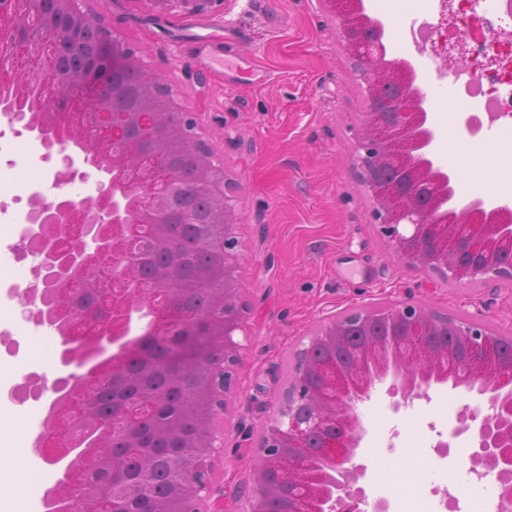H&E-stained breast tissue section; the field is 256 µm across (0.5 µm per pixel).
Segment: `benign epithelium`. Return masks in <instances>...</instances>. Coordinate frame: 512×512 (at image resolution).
Returning <instances> with one entry per match:
<instances>
[{
    "label": "benign epithelium",
    "instance_id": "benign-epithelium-1",
    "mask_svg": "<svg viewBox=\"0 0 512 512\" xmlns=\"http://www.w3.org/2000/svg\"><path fill=\"white\" fill-rule=\"evenodd\" d=\"M156 13L205 16L223 0H148ZM328 4L353 59L350 77L364 96L363 119L355 135L351 165L370 202L371 217L393 253L408 267L445 283L512 281V206L480 198L455 206V175L437 165L435 131L427 126V96L414 84L411 65L386 59L384 24L365 12L363 0H316ZM30 80L22 113L0 106V117L20 123L39 144L42 157L56 150L69 171L76 163L104 173L97 195L79 206L48 202L36 195L38 209L27 223L40 242L44 283L68 288L88 270L102 273L98 300L63 322H46L68 345L83 336L107 339L115 352L56 392L32 451L50 464L76 452L78 421L94 422V392L127 380V368L144 369L161 356L177 369L201 357L212 360L206 403L199 414L204 444L186 454L190 478L179 492L175 512H222L207 505L213 491L212 459L224 447L216 421L224 418L235 386L242 346L233 334L244 327L245 304L236 276L239 240L237 200L225 167L215 163L209 143L196 132V113L180 111L172 86L148 70L135 50L112 30L95 22L84 0H0V92L14 90L18 76ZM138 78L142 104L129 111L122 101L123 78ZM89 126L96 146L69 149L74 133ZM165 128L194 154L202 187L223 203L224 279L215 324L173 346L168 325L180 317L177 294L166 287L139 289L140 258L169 235L156 211L179 204V223H196L194 187L176 174L154 144ZM392 374V395L426 396L431 383L454 379L488 396L492 414L463 413L458 436L475 429L472 456L492 470L512 469V338L482 322L442 315L407 300L381 308L351 309L326 318L293 354L289 374L276 396L258 443L245 512H358L353 485L366 473L353 463L364 432L355 411L377 379ZM159 398L137 395L114 407L125 420L127 446L148 445L140 430L156 420ZM89 482L83 464H68L53 496L69 512H112L109 487L80 500L62 493Z\"/></svg>",
    "mask_w": 512,
    "mask_h": 512
}]
</instances>
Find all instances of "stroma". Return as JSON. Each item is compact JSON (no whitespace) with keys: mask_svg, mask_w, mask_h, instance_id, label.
Returning <instances> with one entry per match:
<instances>
[{"mask_svg":"<svg viewBox=\"0 0 512 512\" xmlns=\"http://www.w3.org/2000/svg\"><path fill=\"white\" fill-rule=\"evenodd\" d=\"M96 20L129 43L148 67L169 78L177 107L199 115L197 132L222 159L235 186L240 241L237 277L247 306L242 365L224 414V449L213 461L224 512H243L256 446L290 367L293 351L331 315L402 300L421 301L459 319L512 334V281L447 284L407 267L378 235L370 203L351 169L363 98L349 83L352 61L336 21L317 0H224L214 13L156 19L147 0H86ZM393 58L412 59L431 108L448 103L450 85L428 60L390 41ZM30 135L0 138V168L23 180L64 175L63 194L93 195L96 178L65 176L61 160L41 168ZM389 380L357 404L363 445L394 464L400 512L431 471L448 482L471 434L452 436L463 409L490 414L487 396L432 386L427 397L393 407ZM44 408L17 407L0 421V490L51 486L24 435H37ZM449 443L438 457L432 442ZM395 451H388L387 443Z\"/></svg>","mask_w":512,"mask_h":512,"instance_id":"stroma-1","label":"stroma"}]
</instances>
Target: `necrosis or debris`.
Returning <instances> with one entry per match:
<instances>
[{"mask_svg": "<svg viewBox=\"0 0 512 512\" xmlns=\"http://www.w3.org/2000/svg\"><path fill=\"white\" fill-rule=\"evenodd\" d=\"M408 13L399 40L450 79L470 135L495 128L492 149L511 167L495 172L492 192L512 195V0H408Z\"/></svg>", "mask_w": 512, "mask_h": 512, "instance_id": "obj_1", "label": "necrosis or debris"}]
</instances>
